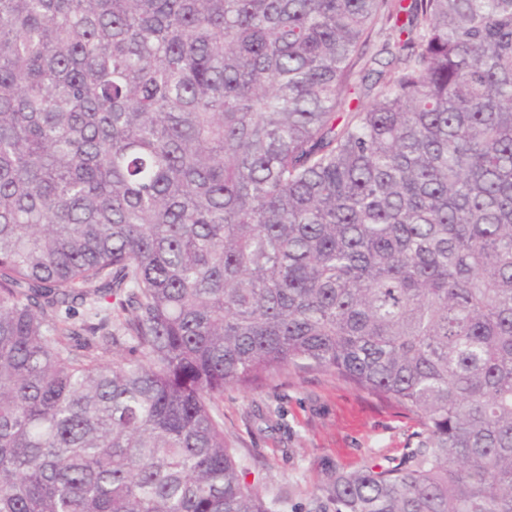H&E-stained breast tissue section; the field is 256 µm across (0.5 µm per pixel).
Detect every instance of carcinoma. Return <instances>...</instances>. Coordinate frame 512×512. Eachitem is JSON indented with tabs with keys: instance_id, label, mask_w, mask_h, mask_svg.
Segmentation results:
<instances>
[{
	"instance_id": "1",
	"label": "carcinoma",
	"mask_w": 512,
	"mask_h": 512,
	"mask_svg": "<svg viewBox=\"0 0 512 512\" xmlns=\"http://www.w3.org/2000/svg\"><path fill=\"white\" fill-rule=\"evenodd\" d=\"M288 370L421 429L314 512H512V0H0V512H277Z\"/></svg>"
}]
</instances>
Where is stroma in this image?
Returning a JSON list of instances; mask_svg holds the SVG:
<instances>
[{"label":"stroma","instance_id":"35a3bbf8","mask_svg":"<svg viewBox=\"0 0 512 512\" xmlns=\"http://www.w3.org/2000/svg\"><path fill=\"white\" fill-rule=\"evenodd\" d=\"M221 409L247 482L285 497L284 512H308L336 471L397 464L419 441V426L400 407L321 371L225 389Z\"/></svg>","mask_w":512,"mask_h":512}]
</instances>
